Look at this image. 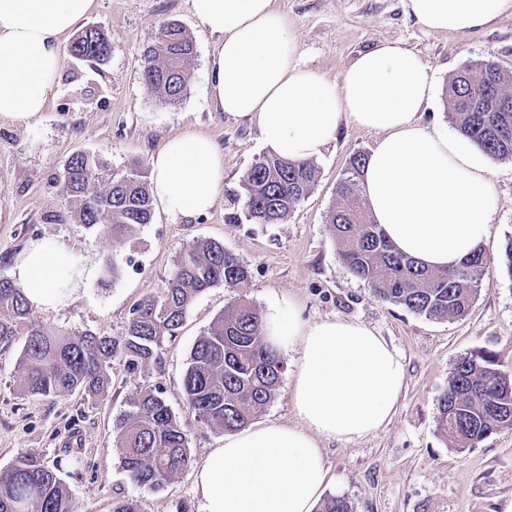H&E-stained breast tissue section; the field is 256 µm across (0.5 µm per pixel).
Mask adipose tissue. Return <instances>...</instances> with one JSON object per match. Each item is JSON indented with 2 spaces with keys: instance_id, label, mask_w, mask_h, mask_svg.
Returning a JSON list of instances; mask_svg holds the SVG:
<instances>
[{
  "instance_id": "obj_1",
  "label": "adipose tissue",
  "mask_w": 512,
  "mask_h": 512,
  "mask_svg": "<svg viewBox=\"0 0 512 512\" xmlns=\"http://www.w3.org/2000/svg\"><path fill=\"white\" fill-rule=\"evenodd\" d=\"M94 0H0V119L44 111L61 69V45ZM433 32H469L512 14V0H408ZM218 35L211 63L215 106L246 117L271 153L321 157L347 121L380 133L363 171L372 218L403 253L432 268L457 266L487 238L496 209L488 160L462 134L431 129L418 114L434 98L429 68L400 41L359 52L328 81L298 58L295 37L273 0H191ZM151 190L173 219L215 204L224 156L208 136L167 140L149 159ZM13 277L34 309L56 307L78 277L63 247L45 238L17 261ZM275 350L299 345L293 401L300 426L226 434L195 471L203 512H313L329 482L318 437L356 440L391 420L404 382L397 350L345 319L306 322L275 308L265 319Z\"/></svg>"
}]
</instances>
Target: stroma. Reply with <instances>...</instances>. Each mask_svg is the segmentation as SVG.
I'll use <instances>...</instances> for the list:
<instances>
[{"mask_svg":"<svg viewBox=\"0 0 512 512\" xmlns=\"http://www.w3.org/2000/svg\"><path fill=\"white\" fill-rule=\"evenodd\" d=\"M297 39L302 64L327 79L341 77L358 52L398 40L430 67L437 93L421 112L424 125L446 131L445 90L464 67L496 62L512 76V15L472 32H430L408 13L405 0H273ZM181 23L195 52L183 96L167 102L142 77V54L162 23ZM80 26L103 31L111 46L100 64L63 56L55 92L38 118L0 120V276L28 246L56 239L77 269L88 270L63 304L41 312L57 327L121 339L130 313L148 296L159 295L185 248L216 240L247 267L238 288L216 286L199 295L160 361L129 371L113 360L108 395L81 393L46 398L16 388L21 342L0 345V469L18 453L59 466L76 512H112L115 498L138 499L142 512H202L193 467L224 441L200 422L181 387L197 339L227 306L247 297L262 313L294 305L303 320L343 318L362 323L394 346L404 364V385L395 413L384 428L356 441L319 440L331 476L325 495L348 499L354 512H503L512 500V429L492 433L476 447L450 448L437 431L438 398L458 361L475 351L495 353L512 373V275L499 259L512 237V160L491 161L497 207L481 245L489 261L471 309L462 316L430 319L377 299L367 282L339 257L327 222L339 203L337 187L351 155L370 153L379 136L341 123L336 139L316 159L311 192L279 224H259L244 207L242 181L267 152L248 119L218 111L208 90V71L217 36L195 19L190 0H94ZM196 132L224 153V189L205 215L179 223L155 211L151 224L130 239L113 238L75 223L73 205L56 183L78 152L98 156L113 171L148 165L166 140ZM238 213L237 222L227 220ZM117 255L122 271L102 285L104 260ZM284 372L274 400L255 418L258 426L298 422L293 380L298 346L282 351ZM159 389L187 434L192 468L163 489L132 485L111 446L112 424L130 401Z\"/></svg>","mask_w":512,"mask_h":512,"instance_id":"obj_1","label":"stroma"}]
</instances>
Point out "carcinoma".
Instances as JSON below:
<instances>
[{
	"label": "carcinoma",
	"mask_w": 512,
	"mask_h": 512,
	"mask_svg": "<svg viewBox=\"0 0 512 512\" xmlns=\"http://www.w3.org/2000/svg\"><path fill=\"white\" fill-rule=\"evenodd\" d=\"M110 53L107 37L95 27L79 31L69 55L100 62ZM193 42L178 22L163 24L143 53L146 85L162 100L174 102L186 90V64ZM448 118L456 129L494 160H512V77L491 60L458 72L446 88ZM367 156L350 159L338 186L341 202L329 223L339 257L366 281L374 295L431 319L464 315L486 272L484 253L473 254L451 269H426L398 252L368 214L361 190ZM313 161L292 162L267 154L244 176L248 216L260 224H279L315 183ZM63 194L75 204L78 224L114 237H133L151 223L153 198L139 167L118 174L98 157L78 153L60 176ZM248 278L245 265L224 245L199 240L185 249L158 296L138 303L124 338L60 329L34 317L25 293L0 277V344L24 338L17 389L43 397L80 390L102 399L109 385L112 358L132 368L160 359L165 340L178 335L194 300L222 284L237 288ZM284 362L267 347L262 312L243 298L224 309L196 341L182 383L189 408L208 427L225 433L246 428L275 397ZM437 429L457 450L473 448L493 432L512 428V374L496 356L478 350L461 359L438 400ZM112 447L120 454L129 481L158 490L191 462L181 423L165 400L143 391L119 414ZM0 512H76L72 496L55 470L30 454L18 455L0 470ZM317 512H353L351 503L329 496Z\"/></svg>",
	"instance_id": "carcinoma-1"
}]
</instances>
